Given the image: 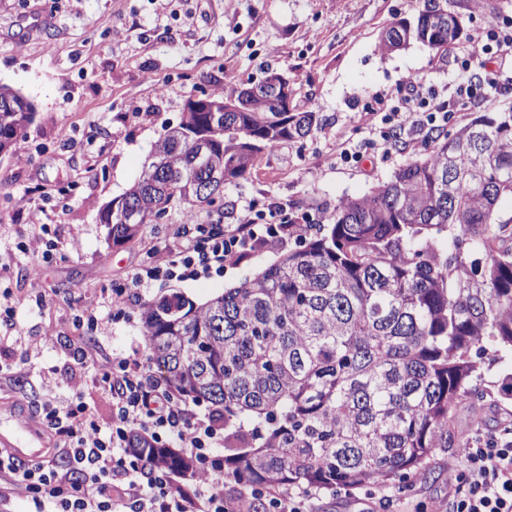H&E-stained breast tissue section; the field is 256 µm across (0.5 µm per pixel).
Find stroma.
<instances>
[{
  "mask_svg": "<svg viewBox=\"0 0 512 512\" xmlns=\"http://www.w3.org/2000/svg\"><path fill=\"white\" fill-rule=\"evenodd\" d=\"M421 0H0V83L18 89L36 108L14 157H0V411L23 402L39 411L51 397L69 398L72 340L87 353L82 403L101 425L113 402L98 378L113 357L142 341L141 310L109 321L112 290L159 252L177 247L187 217L199 224H234L246 206L274 200L317 224L339 200L364 196L397 168L424 155L435 135L454 133L482 111L480 101L454 105L437 130L402 131L389 150L376 149L383 117L398 104L409 77L427 75L453 97L460 75L481 82L470 65L472 34L512 24V0H448L465 36L439 58L411 44L384 54L390 23L417 15ZM287 73L298 110L320 121L300 140L262 153L248 179L225 185L214 204L186 215L172 204L158 222L128 242H116L99 212L138 180L165 127L177 125L186 102L229 85L255 84L267 70ZM363 149V159L351 158ZM34 210L26 223L20 209ZM43 235L48 257L22 244ZM280 255L258 249L223 271L182 281L159 280L149 299L179 291L203 303L239 285ZM108 320L88 323L86 312ZM22 336H41L39 352L19 365ZM494 399L480 414L459 412L455 428L493 427L512 413V355L492 375ZM456 449L438 448L429 477L409 475L391 512H434L448 496V465ZM383 486L315 493L313 512H373Z\"/></svg>",
  "mask_w": 512,
  "mask_h": 512,
  "instance_id": "stroma-1",
  "label": "stroma"
}]
</instances>
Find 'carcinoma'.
I'll return each instance as SVG.
<instances>
[{"label": "carcinoma", "instance_id": "cac0c4a2", "mask_svg": "<svg viewBox=\"0 0 512 512\" xmlns=\"http://www.w3.org/2000/svg\"><path fill=\"white\" fill-rule=\"evenodd\" d=\"M463 35L448 0H423L414 20L383 32L380 49L413 43L440 57ZM238 93L188 106L155 142L145 173L99 214L130 240L179 200L190 214L224 193L199 195L188 142L207 137L224 182L245 180L256 157L307 136L311 111L211 112ZM35 108L0 85V156ZM512 109L481 112L362 197L340 200L298 246L204 304L180 293L141 313L150 360L181 396L224 408V469L258 487L333 491L369 484L402 492L429 474L436 448H467L462 409L491 395L485 373L512 354ZM148 464L190 473L164 448Z\"/></svg>", "mask_w": 512, "mask_h": 512}]
</instances>
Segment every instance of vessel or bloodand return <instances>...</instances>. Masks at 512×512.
<instances>
[{"instance_id": "b4317fda", "label": "vessel or blood", "mask_w": 512, "mask_h": 512, "mask_svg": "<svg viewBox=\"0 0 512 512\" xmlns=\"http://www.w3.org/2000/svg\"><path fill=\"white\" fill-rule=\"evenodd\" d=\"M51 441L38 420L18 413L0 418V451L14 460L30 463L50 455Z\"/></svg>"}]
</instances>
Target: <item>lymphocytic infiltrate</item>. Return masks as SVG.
I'll list each match as a JSON object with an SVG mask.
<instances>
[{
    "label": "lymphocytic infiltrate",
    "instance_id": "1",
    "mask_svg": "<svg viewBox=\"0 0 512 512\" xmlns=\"http://www.w3.org/2000/svg\"><path fill=\"white\" fill-rule=\"evenodd\" d=\"M425 77L408 82V91L387 113L383 142L407 125H432L450 106ZM277 202L262 210L247 209L230 227L194 224L175 252L161 253L133 270L112 292V317L125 316L134 291L162 279H185L198 270L224 265L259 247H284L305 232ZM82 380H71L72 397L45 409L41 421L54 434L69 438L56 449L54 466L21 464L0 454V474L10 478L11 491L24 494L34 512H251L252 501L266 498L271 512H305L308 493L296 495L273 487L228 498L224 471L214 467V449L224 445V426L199 416L155 379L145 345L116 357L103 373L100 388L113 394L115 412L109 432H102L81 401ZM142 438L161 448L196 458V472L186 480L148 467L132 448ZM436 512H512V439L490 440L475 431L471 447L461 449L450 470L448 499Z\"/></svg>",
    "mask_w": 512,
    "mask_h": 512
}]
</instances>
